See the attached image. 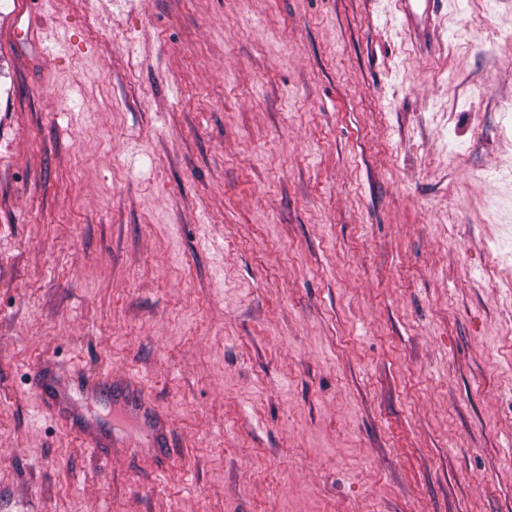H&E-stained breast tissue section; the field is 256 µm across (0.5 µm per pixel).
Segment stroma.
<instances>
[{
    "mask_svg": "<svg viewBox=\"0 0 512 512\" xmlns=\"http://www.w3.org/2000/svg\"><path fill=\"white\" fill-rule=\"evenodd\" d=\"M0 512H512V0H0ZM81 387L86 391L93 392L104 384L112 385L114 396H120L123 404L124 421L150 422L152 425V437L157 446V471L163 472L169 468V462L173 457L172 437L168 418L157 411L154 406L147 403L144 393L136 381L131 377L123 376L113 378L112 373L107 370L83 373ZM125 395H129L130 399Z\"/></svg>",
    "mask_w": 512,
    "mask_h": 512,
    "instance_id": "stroma-1",
    "label": "stroma"
}]
</instances>
